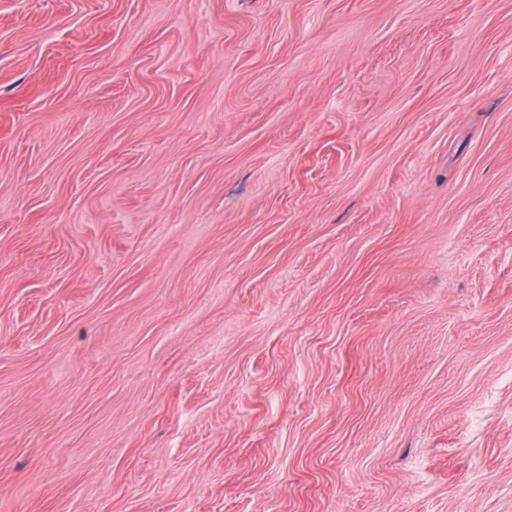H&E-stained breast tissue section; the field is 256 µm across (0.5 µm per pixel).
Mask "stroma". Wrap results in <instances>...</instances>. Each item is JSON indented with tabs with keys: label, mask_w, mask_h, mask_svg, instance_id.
<instances>
[{
	"label": "stroma",
	"mask_w": 512,
	"mask_h": 512,
	"mask_svg": "<svg viewBox=\"0 0 512 512\" xmlns=\"http://www.w3.org/2000/svg\"><path fill=\"white\" fill-rule=\"evenodd\" d=\"M0 512H512V0H0Z\"/></svg>",
	"instance_id": "stroma-1"
}]
</instances>
